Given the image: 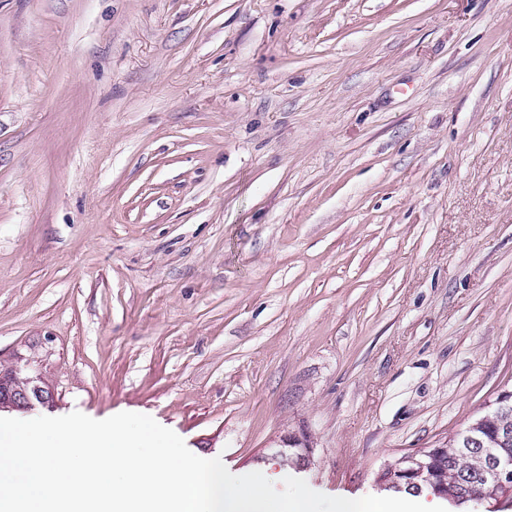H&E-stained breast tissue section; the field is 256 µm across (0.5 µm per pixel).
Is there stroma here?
<instances>
[{
  "label": "stroma",
  "mask_w": 512,
  "mask_h": 512,
  "mask_svg": "<svg viewBox=\"0 0 512 512\" xmlns=\"http://www.w3.org/2000/svg\"><path fill=\"white\" fill-rule=\"evenodd\" d=\"M22 366L34 416L385 496L512 389V0H0ZM288 450L282 449L276 452L277 457H279L280 462L283 465H288L290 462L300 463L301 461L306 460L307 454L304 453L300 448L292 447L290 445H297L299 447H305L304 449L307 452H311L310 448V437L307 433H290L288 435Z\"/></svg>",
  "instance_id": "stroma-1"
}]
</instances>
